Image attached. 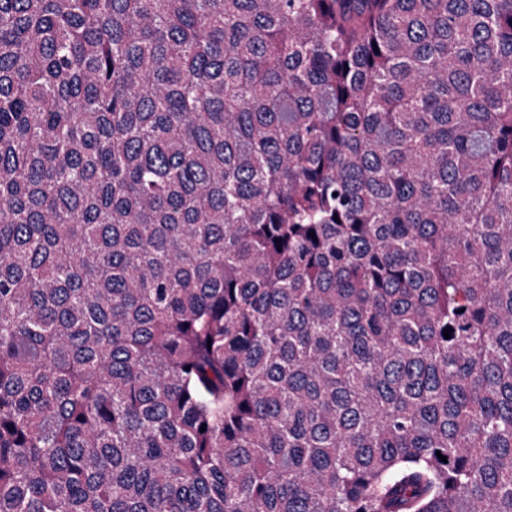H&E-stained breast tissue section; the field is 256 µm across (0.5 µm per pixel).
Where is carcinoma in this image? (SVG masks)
Returning a JSON list of instances; mask_svg holds the SVG:
<instances>
[{
  "label": "carcinoma",
  "instance_id": "cac0c4a2",
  "mask_svg": "<svg viewBox=\"0 0 512 512\" xmlns=\"http://www.w3.org/2000/svg\"><path fill=\"white\" fill-rule=\"evenodd\" d=\"M0 512H512V0H0Z\"/></svg>",
  "mask_w": 512,
  "mask_h": 512
}]
</instances>
